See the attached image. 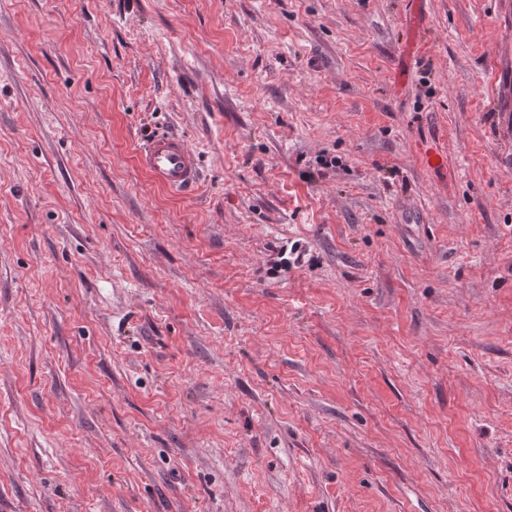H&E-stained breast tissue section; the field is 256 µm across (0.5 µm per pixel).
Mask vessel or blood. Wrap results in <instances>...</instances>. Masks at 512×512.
I'll use <instances>...</instances> for the list:
<instances>
[{
	"mask_svg": "<svg viewBox=\"0 0 512 512\" xmlns=\"http://www.w3.org/2000/svg\"><path fill=\"white\" fill-rule=\"evenodd\" d=\"M137 161L143 170L173 191L191 193L198 187V155L175 134H156L144 141L138 148Z\"/></svg>",
	"mask_w": 512,
	"mask_h": 512,
	"instance_id": "b4317fda",
	"label": "vessel or blood"
}]
</instances>
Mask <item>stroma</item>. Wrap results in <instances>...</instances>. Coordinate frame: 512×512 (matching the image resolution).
I'll use <instances>...</instances> for the list:
<instances>
[{
  "label": "stroma",
  "instance_id": "35a3bbf8",
  "mask_svg": "<svg viewBox=\"0 0 512 512\" xmlns=\"http://www.w3.org/2000/svg\"><path fill=\"white\" fill-rule=\"evenodd\" d=\"M508 38L497 0H0V512H512ZM139 166L165 187L194 192L200 181L197 152L172 133L156 134L138 148Z\"/></svg>",
  "mask_w": 512,
  "mask_h": 512
}]
</instances>
